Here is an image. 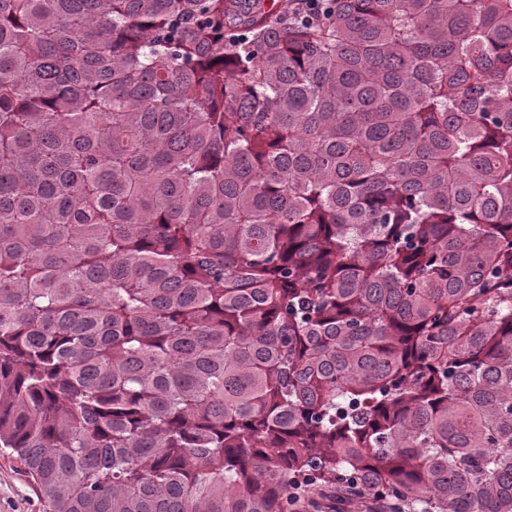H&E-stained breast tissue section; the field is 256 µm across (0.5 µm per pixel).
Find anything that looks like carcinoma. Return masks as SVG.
Here are the masks:
<instances>
[{
  "mask_svg": "<svg viewBox=\"0 0 512 512\" xmlns=\"http://www.w3.org/2000/svg\"><path fill=\"white\" fill-rule=\"evenodd\" d=\"M243 2L0 0V449L50 512H512V0ZM290 8L288 7V13L284 18V22L290 24L295 20L303 19L304 21H311L321 17L325 14L327 9L325 7L327 0H291ZM309 499L316 501L319 507L308 508L310 511L322 510L325 512H388V505L382 500L374 497L366 502V510L363 507L364 502L361 504L358 501L345 502L344 500L337 499L334 494L327 497L315 496L310 494Z\"/></svg>",
  "mask_w": 512,
  "mask_h": 512,
  "instance_id": "cac0c4a2",
  "label": "carcinoma"
}]
</instances>
